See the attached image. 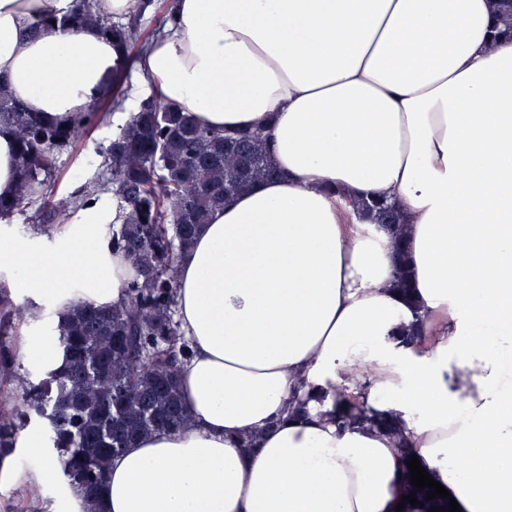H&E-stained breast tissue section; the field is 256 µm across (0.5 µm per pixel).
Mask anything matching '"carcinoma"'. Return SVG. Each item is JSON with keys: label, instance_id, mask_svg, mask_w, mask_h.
<instances>
[{"label": "carcinoma", "instance_id": "carcinoma-1", "mask_svg": "<svg viewBox=\"0 0 512 512\" xmlns=\"http://www.w3.org/2000/svg\"><path fill=\"white\" fill-rule=\"evenodd\" d=\"M151 0H134L128 21L99 15L93 0H78L69 19L37 18L39 34L56 26L90 27L112 37L123 55L113 68L112 107L122 105L121 84L134 47L145 48L138 21ZM497 26L512 30V0H498ZM106 120L94 106L85 112L51 117L30 112L0 90V129L16 139L14 196L0 197V221L8 222L30 204L34 229L48 233L71 211L94 196L99 185L59 197L53 188L55 157L90 128ZM262 129L230 132L204 127L155 97L144 100L127 124L100 153L113 206L121 223L112 225V248L125 254L137 272L126 296L111 307L79 302L56 322L64 367L32 381L17 376L14 336L28 311L0 282V371L10 375L11 394L0 401V459L13 452L15 435L31 416L47 429V445L57 455L62 480L78 486L99 507L112 457L138 437L187 427L190 415L181 395L179 372L185 345L175 320L177 266L210 214L226 200L276 171L269 161ZM356 213L391 233L397 263L394 286L412 306V323L401 336L410 345L425 321L412 305L410 270L400 246L401 218L385 201L355 202ZM339 426L365 424L386 433L409 454L401 427L368 406H352L336 392L333 410Z\"/></svg>", "mask_w": 512, "mask_h": 512}]
</instances>
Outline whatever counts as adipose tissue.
<instances>
[{
  "instance_id": "obj_1",
  "label": "adipose tissue",
  "mask_w": 512,
  "mask_h": 512,
  "mask_svg": "<svg viewBox=\"0 0 512 512\" xmlns=\"http://www.w3.org/2000/svg\"><path fill=\"white\" fill-rule=\"evenodd\" d=\"M74 7L0 0V88L29 111L82 112L112 86L110 39L30 27ZM138 69L203 126H267L279 176L181 256L191 425L113 457L104 512H396L405 447L462 512H512V37L492 38L490 0H174ZM354 198L405 218L416 346L397 341L389 236ZM116 219L92 199L52 250L1 239L0 271L60 313L119 303L133 265L94 233ZM340 389L405 447L337 426Z\"/></svg>"
}]
</instances>
